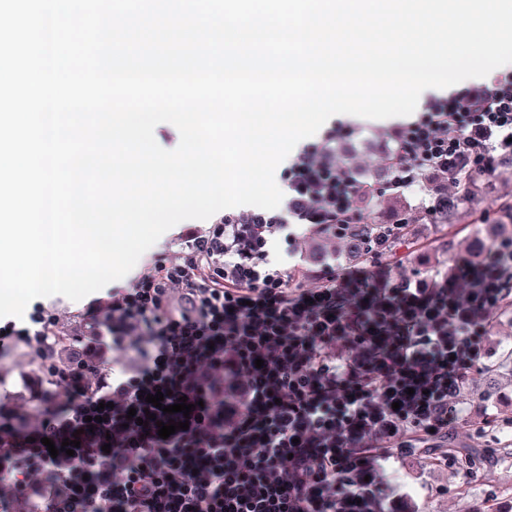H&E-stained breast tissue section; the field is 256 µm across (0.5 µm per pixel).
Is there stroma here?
Segmentation results:
<instances>
[{
	"mask_svg": "<svg viewBox=\"0 0 512 512\" xmlns=\"http://www.w3.org/2000/svg\"><path fill=\"white\" fill-rule=\"evenodd\" d=\"M350 135L336 142V162L354 169L363 179H374L381 153L395 145L394 131L403 120H341ZM446 177H431L424 189L402 191L403 211L417 217L416 248L405 267H392V277L403 273L428 276L434 271L450 270L468 238L480 236L492 240L502 221L499 207L512 203V180L501 177L499 167L482 175L475 195L462 200L452 224L436 215H425L424 207L432 196L456 194ZM486 362L498 363L495 375L499 387L496 405H488L481 396L483 382L472 375L467 385L454 395V402L466 416L448 433L455 448H470L480 458L477 478L457 460L443 464L435 455L414 450L390 459L388 468L399 477L395 512H483L493 503L498 512H512V369L500 366L505 352L512 349V312L499 310L483 338ZM36 366L28 349L18 346L0 359V399L27 402Z\"/></svg>",
	"mask_w": 512,
	"mask_h": 512,
	"instance_id": "35a3bbf8",
	"label": "stroma"
}]
</instances>
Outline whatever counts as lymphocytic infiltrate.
Wrapping results in <instances>:
<instances>
[{
  "mask_svg": "<svg viewBox=\"0 0 512 512\" xmlns=\"http://www.w3.org/2000/svg\"><path fill=\"white\" fill-rule=\"evenodd\" d=\"M343 135L287 163L278 210L222 214L93 301L81 356L66 357L72 341L44 306L31 327L0 326V351L34 347L41 378L66 393L37 392L36 428L0 406V512H388L395 449L434 447L463 417L449 399L481 365L512 243L461 251L449 277L385 278L381 238L360 267L293 264L298 227L343 238L365 200L331 160ZM395 137V187L488 172L494 152L512 153V72L429 99ZM276 239L288 261L271 259ZM160 389L155 422L139 425ZM182 397L190 416L167 414ZM171 420L189 427L160 438ZM72 436L74 455H50Z\"/></svg>",
  "mask_w": 512,
  "mask_h": 512,
  "instance_id": "obj_1",
  "label": "lymphocytic infiltrate"
}]
</instances>
